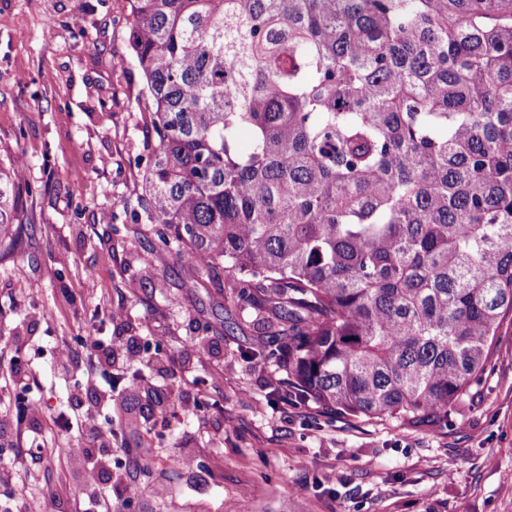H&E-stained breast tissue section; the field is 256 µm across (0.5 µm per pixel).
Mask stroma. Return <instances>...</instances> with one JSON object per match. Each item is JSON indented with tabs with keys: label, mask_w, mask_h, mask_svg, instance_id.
<instances>
[{
	"label": "stroma",
	"mask_w": 512,
	"mask_h": 512,
	"mask_svg": "<svg viewBox=\"0 0 512 512\" xmlns=\"http://www.w3.org/2000/svg\"><path fill=\"white\" fill-rule=\"evenodd\" d=\"M143 84L126 0H0V162L27 163L23 227L0 246V383L28 361L43 409L0 437V469L19 476L0 482V512L20 492L38 512L45 490L58 512H79L89 491L78 461L99 444L56 419L89 408L113 433L101 486L122 512H512V322L442 431L275 399L288 369L258 358L260 314L242 297L225 305L226 273L219 287H190L145 221L157 137ZM152 251L151 271L139 257ZM90 332L134 341L141 359L90 370ZM63 343L73 361L60 369ZM137 369L144 382L112 386ZM34 441L52 456L26 459ZM182 455L192 468L173 465ZM128 483L141 488L129 501Z\"/></svg>",
	"instance_id": "obj_1"
}]
</instances>
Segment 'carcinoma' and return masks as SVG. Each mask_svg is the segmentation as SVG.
Segmentation results:
<instances>
[{
    "instance_id": "carcinoma-1",
    "label": "carcinoma",
    "mask_w": 512,
    "mask_h": 512,
    "mask_svg": "<svg viewBox=\"0 0 512 512\" xmlns=\"http://www.w3.org/2000/svg\"><path fill=\"white\" fill-rule=\"evenodd\" d=\"M127 2L163 248L317 404L448 425L512 315V0Z\"/></svg>"
}]
</instances>
